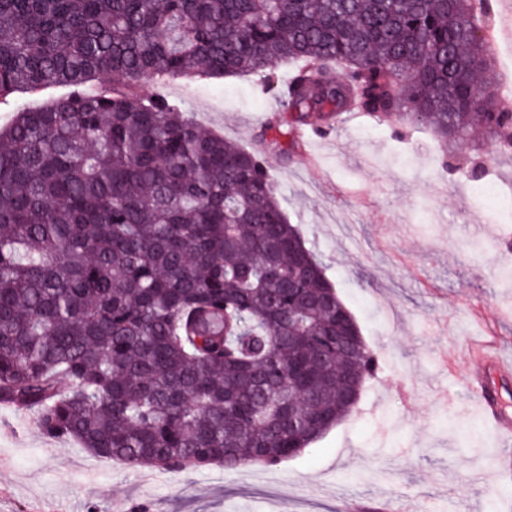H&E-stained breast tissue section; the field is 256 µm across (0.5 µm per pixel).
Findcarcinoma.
Wrapping results in <instances>:
<instances>
[{"label":"carcinoma","instance_id":"obj_1","mask_svg":"<svg viewBox=\"0 0 512 512\" xmlns=\"http://www.w3.org/2000/svg\"><path fill=\"white\" fill-rule=\"evenodd\" d=\"M489 0H0V405L99 458L168 472L273 467L347 417L378 355L282 210L264 159L144 95L145 78L265 80L287 110L353 106L482 129L512 151ZM108 75L119 83L95 86ZM68 88L51 87L34 94H27L20 98H11L4 105H0V124H7L14 111L19 107H41L52 99L68 93Z\"/></svg>","mask_w":512,"mask_h":512}]
</instances>
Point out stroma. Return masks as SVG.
I'll use <instances>...</instances> for the list:
<instances>
[{"label":"stroma","mask_w":512,"mask_h":512,"mask_svg":"<svg viewBox=\"0 0 512 512\" xmlns=\"http://www.w3.org/2000/svg\"><path fill=\"white\" fill-rule=\"evenodd\" d=\"M495 91L512 102V42L500 37L505 0H490ZM251 76L178 79L163 91L202 131L243 147L264 143L283 211L381 355L353 413L277 467L217 465L143 471L41 435L30 415L0 407V512H347L362 501L398 512H489L501 500V441L464 443L477 419L466 374L470 340L512 356V224L471 193L486 175L512 197V154L486 131L448 149L399 120L324 123L311 141L257 92ZM286 121L288 135L274 127Z\"/></svg>","instance_id":"35a3bbf8"}]
</instances>
